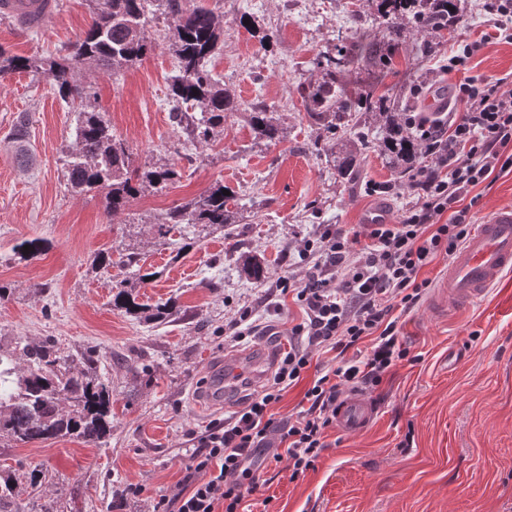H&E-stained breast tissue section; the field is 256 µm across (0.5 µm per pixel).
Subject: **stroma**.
<instances>
[{
	"label": "stroma",
	"instance_id": "35a3bbf8",
	"mask_svg": "<svg viewBox=\"0 0 512 512\" xmlns=\"http://www.w3.org/2000/svg\"><path fill=\"white\" fill-rule=\"evenodd\" d=\"M224 46L208 67L240 102L259 99L275 108L283 132L278 145L254 139L245 112L226 115L209 145L185 143L167 103L174 73L170 23L152 19L154 47L138 64L110 75L88 66L71 81L93 86V109L130 148L138 192L116 214L105 191H80L67 181L64 160L75 139L76 114L52 80L30 72L0 79V350L17 338L54 340L68 353L97 349L98 372L112 387V435L98 448L77 439L44 443L0 440V468L36 473L16 491L17 512H152L155 500L180 481L189 464L190 432L238 410L234 387L244 378L261 385L288 330L301 313L293 301L263 303L282 278L305 279L303 249L328 227L351 229L363 212L384 204L399 222L414 199L384 153L380 121L350 112L341 134L361 137L354 173H337L332 143L305 112L297 85L320 78L319 56L354 44H387L377 0H221ZM463 18L441 34L404 31L390 65L363 57L343 76L356 103L373 87L390 89L393 112H426L412 89L425 79L452 88L460 75L443 72L450 55L489 31L483 0H457ZM253 27L240 25L241 16ZM90 0H60L41 31L0 20V48L11 55L66 54L89 27ZM272 31L263 44V31ZM472 74L505 78L512 90V41L484 44ZM29 154L16 160L18 146ZM161 167L179 176L166 187L147 174ZM391 183L395 193L369 194ZM224 186L238 201L229 230L205 229L184 247L179 234L159 239L156 222L204 190ZM471 208L479 222L512 206V171L482 183ZM49 248L33 259L15 254L25 239ZM139 252L155 277L140 285L141 301L176 300L165 322L135 319L111 305L115 285L132 280L123 250ZM112 263L98 269V252ZM264 258L267 274L248 277L242 258ZM431 297L399 318L411 361L392 367L366 392L377 407L371 426L347 434L326 429V449L313 469L292 477L285 464L260 473L265 483L249 498L253 512H512V274L476 304L435 312ZM275 334L248 336L225 348L222 332L244 308ZM144 488L125 495L127 485Z\"/></svg>",
	"mask_w": 512,
	"mask_h": 512
}]
</instances>
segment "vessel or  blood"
<instances>
[{
  "label": "vessel or blood",
  "mask_w": 512,
  "mask_h": 512,
  "mask_svg": "<svg viewBox=\"0 0 512 512\" xmlns=\"http://www.w3.org/2000/svg\"><path fill=\"white\" fill-rule=\"evenodd\" d=\"M57 6V0H0V16L16 26L35 31L56 15ZM511 271L512 206L496 210L475 225L450 262L434 307L438 310L469 307ZM375 416L371 399L353 394L338 406L336 424L343 431L359 433Z\"/></svg>",
  "instance_id": "1"
}]
</instances>
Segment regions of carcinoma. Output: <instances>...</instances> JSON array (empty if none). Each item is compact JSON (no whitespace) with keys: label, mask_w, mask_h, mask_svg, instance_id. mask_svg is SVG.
Listing matches in <instances>:
<instances>
[{"label":"carcinoma","mask_w":512,"mask_h":512,"mask_svg":"<svg viewBox=\"0 0 512 512\" xmlns=\"http://www.w3.org/2000/svg\"><path fill=\"white\" fill-rule=\"evenodd\" d=\"M91 2L92 23L67 54L42 58L9 55L0 49V77L17 71L42 73L53 80L63 99L77 105L76 146L66 162L67 181L82 191L112 186L108 207L117 214L137 192L135 176L129 171V149L124 140L112 134L100 113L87 110L95 93L90 86L70 82L75 67L87 65L115 73L141 61L152 49L147 30L149 16L159 14L174 23L177 71L169 86L168 103L172 120L188 140L209 144L214 131L224 127V113L239 111L241 103L206 66L224 41L219 4L189 9L185 0ZM435 7L436 0H380L381 12L393 18L389 27H397L396 20L408 16L421 30L432 34L442 31L432 19ZM355 59L343 52L326 55L317 62L324 71L322 80L297 88L306 112L331 135L333 145L342 154L339 170L343 175L350 172L360 152L357 140L336 137L342 117L350 111L341 76ZM390 101L388 94L371 91L361 105L368 113L377 112L386 132L384 147L392 163L401 167L416 158L418 147L396 121ZM247 110L255 138L270 145L282 141L272 106L259 102ZM177 177V171L168 167L149 173V180L162 187ZM223 190L222 185L213 186L170 209L159 220L158 236L165 238L187 226L224 228L235 223L231 210L234 195H225ZM26 245L30 250H23ZM42 252V240L37 238L25 239L16 246V254L22 258H34ZM112 306L148 320H160L175 310L171 301L155 305L139 301L138 293L126 284L116 287ZM97 360L99 354L94 350L74 358L52 342L35 343L24 338L15 342L13 351L0 352V363L5 361L10 366L8 375L0 378V437L6 435L24 443L65 437L96 446L106 443L112 434V397L106 379L95 371ZM17 484L12 472L0 473V512H10L7 505Z\"/></svg>","instance_id":"cac0c4a2"}]
</instances>
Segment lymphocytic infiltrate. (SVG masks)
Masks as SVG:
<instances>
[{
    "label": "lymphocytic infiltrate",
    "mask_w": 512,
    "mask_h": 512,
    "mask_svg": "<svg viewBox=\"0 0 512 512\" xmlns=\"http://www.w3.org/2000/svg\"><path fill=\"white\" fill-rule=\"evenodd\" d=\"M482 46L464 44L448 59V70L464 75L454 92L460 109L449 122L407 120L427 158L407 172L415 203L396 224L326 229L306 280L284 278L269 288L265 303L289 297L302 312L287 350L238 411L191 433L192 470L153 512H240L259 485L255 454L275 434L285 448L274 461H287L296 476L314 468L345 389L379 385L408 357L397 310L414 308L430 287L422 268L467 239L464 196L495 171L512 169V92H502L503 78L469 73ZM316 350L333 353L332 363L305 391L295 419L276 425L270 407L301 380Z\"/></svg>",
    "instance_id": "1"
}]
</instances>
